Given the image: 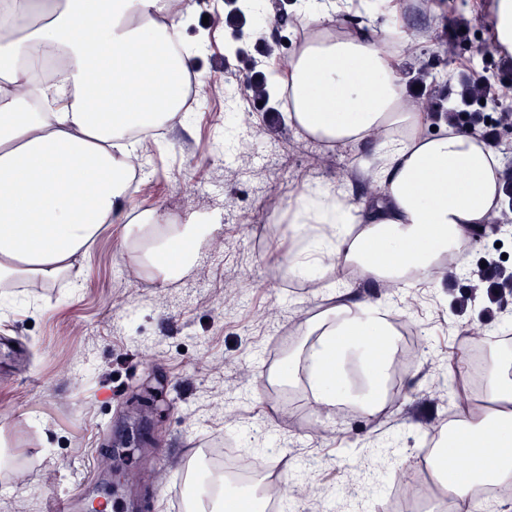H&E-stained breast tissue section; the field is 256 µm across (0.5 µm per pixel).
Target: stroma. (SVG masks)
I'll use <instances>...</instances> for the list:
<instances>
[{"instance_id":"stroma-1","label":"stroma","mask_w":512,"mask_h":512,"mask_svg":"<svg viewBox=\"0 0 512 512\" xmlns=\"http://www.w3.org/2000/svg\"><path fill=\"white\" fill-rule=\"evenodd\" d=\"M446 2L438 43L410 59L423 73L420 94L458 102L466 122L491 125L512 169V141L499 135L512 123V98L496 108L461 100L465 83H512V59L488 45L487 18L466 0ZM229 11L227 0H202L182 28L194 50L188 66L201 79L191 120L163 130L132 196L138 210L215 218L192 267L170 280L149 265L133 273L112 226L79 258L78 281L27 280L0 298V339L16 348L0 354V512H47L57 497L76 501L75 512L117 500L125 512H162L157 489L177 479L186 450L228 437L261 473L284 479L280 512H310L314 501L328 512H371L384 481L370 478L362 501L349 492L348 474L375 467L384 444L437 497L422 443L454 419L456 391L470 385L449 376V361L469 355L476 322L495 335V348L512 352V291L473 287L469 276L488 260L512 274V223L493 224L472 233L463 267L441 287L388 301L422 341L400 372L401 394L381 415L322 413L300 382L264 389L267 356L280 360L309 344L298 323L323 301L272 264L270 253L290 246L288 227L272 215L255 223L252 206L273 194L292 200L314 179L334 181L361 151L305 138L278 101L247 92L267 75L272 54L255 13L229 24ZM116 448L124 457H113ZM118 467L131 479L114 481Z\"/></svg>"}]
</instances>
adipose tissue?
<instances>
[{"instance_id":"adipose-tissue-1","label":"adipose tissue","mask_w":512,"mask_h":512,"mask_svg":"<svg viewBox=\"0 0 512 512\" xmlns=\"http://www.w3.org/2000/svg\"><path fill=\"white\" fill-rule=\"evenodd\" d=\"M489 19V43L512 57V0H470ZM359 9L390 18L381 30L341 23ZM444 0H301L294 49L269 72L288 101L289 126L330 144L368 148L335 181L315 182L289 202L293 250L288 274L327 305L303 326L312 342L271 378H304L322 411L358 404L371 416L395 353L394 321L383 302L357 299V281L400 290L440 286L465 260L471 232L501 217L504 168L486 140L432 130L434 115L408 93L401 62L436 41ZM425 17L428 28L413 22ZM187 0H0V288L20 279L55 283L109 225L122 227L121 255L134 267L151 258L166 278L183 275L211 225L175 223L160 209L133 212L127 183L147 152L132 130L185 124L189 49L181 29ZM65 61L41 87L30 75L41 56ZM371 183L354 200L346 186ZM486 405H458L455 444L441 452L439 477L466 512L477 484L512 480V356L494 355ZM209 478L199 512H239L265 488Z\"/></svg>"}]
</instances>
